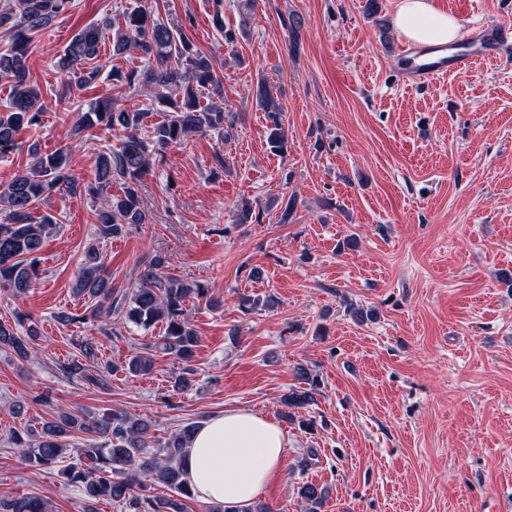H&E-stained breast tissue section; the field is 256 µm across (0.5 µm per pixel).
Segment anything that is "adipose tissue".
<instances>
[{
  "label": "adipose tissue",
  "instance_id": "ef3b65f1",
  "mask_svg": "<svg viewBox=\"0 0 512 512\" xmlns=\"http://www.w3.org/2000/svg\"><path fill=\"white\" fill-rule=\"evenodd\" d=\"M394 25L408 40L452 43L455 18L430 0H400ZM288 439L275 423L246 409L229 410L202 423L190 439L187 479L195 496L222 504L224 512H252L263 490L283 473Z\"/></svg>",
  "mask_w": 512,
  "mask_h": 512
}]
</instances>
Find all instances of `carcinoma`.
<instances>
[{
  "mask_svg": "<svg viewBox=\"0 0 512 512\" xmlns=\"http://www.w3.org/2000/svg\"><path fill=\"white\" fill-rule=\"evenodd\" d=\"M71 0H3L0 4V33L8 44L0 48V78L11 86L10 99L0 111V158L17 148V135L23 127L40 124L45 112L41 90L30 81V60L34 35L49 26L68 10ZM124 24L114 32L112 55L121 56L133 50L148 60L142 68L126 71L114 68L107 78L115 88H153L158 103L166 107L165 118L154 121L153 113L134 106H117L118 98L107 95L90 104L82 116V128L102 125L108 130H121L124 138L117 149L98 153L94 175L83 182L70 169V156L62 149L42 153L32 147L33 156L27 169L20 171L0 188V207L7 211L8 223L0 224V288L23 295L39 281V254L53 225L49 215L33 216L36 205L52 193L86 194L97 203V233L103 238L120 234L128 224H144L147 214L139 196L140 183L151 167L160 160L163 150L179 144L203 130L224 131L223 102L201 104L202 91L221 95L211 60L201 53L175 23L151 18L144 4L123 13ZM101 30L87 26L76 33L56 60L57 69L66 76L64 93L74 87H87L99 79L101 67L93 64L99 56ZM256 98L270 113L271 150L281 152L285 133L279 121L280 104L266 83L256 88ZM122 185V194L112 195V183ZM75 290L97 299L99 313H116L124 321L140 328L157 322L165 324L161 341L153 348L186 363L176 378L178 389L191 385L194 369L189 366L199 345V336L186 302L190 298L205 301L208 307L217 302L209 290L197 283L183 280L169 272L166 258L157 255L140 268L137 287L121 295H112V283L104 262L95 248H88L83 265L75 279ZM23 315L15 314L14 323L0 322V349L12 352L21 361L29 359L31 340L37 330L28 327L21 333L18 326ZM83 360L61 366L68 379H84L106 388L108 376L88 373V360L97 358V342L85 339L81 344ZM152 358L139 352L123 369L133 375L147 374ZM298 377L306 387L296 388L283 397L293 410L315 401L318 380L301 368ZM150 425L121 412H108L96 418L60 411L42 423L41 431L13 430L11 443L22 459L39 467H54L72 450L79 455L75 462L62 468L66 484L84 492L90 499H105L122 504L130 512H164L171 504L167 499L139 496V476H152L183 498L194 494L185 479L187 442L196 429L183 426L164 442L149 438ZM76 433L93 434L100 440L77 446L67 438ZM8 512H43V504L34 497H17L6 504Z\"/></svg>",
  "mask_w": 512,
  "mask_h": 512,
  "instance_id": "1",
  "label": "carcinoma"
}]
</instances>
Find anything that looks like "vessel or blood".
Segmentation results:
<instances>
[{
  "label": "vessel or blood",
  "instance_id": "obj_1",
  "mask_svg": "<svg viewBox=\"0 0 512 512\" xmlns=\"http://www.w3.org/2000/svg\"><path fill=\"white\" fill-rule=\"evenodd\" d=\"M467 40L470 50L464 54L448 53L446 47L404 45L398 68L403 83L421 85L460 70L473 68L482 61L501 59L512 44V21L483 22L472 26Z\"/></svg>",
  "mask_w": 512,
  "mask_h": 512
}]
</instances>
